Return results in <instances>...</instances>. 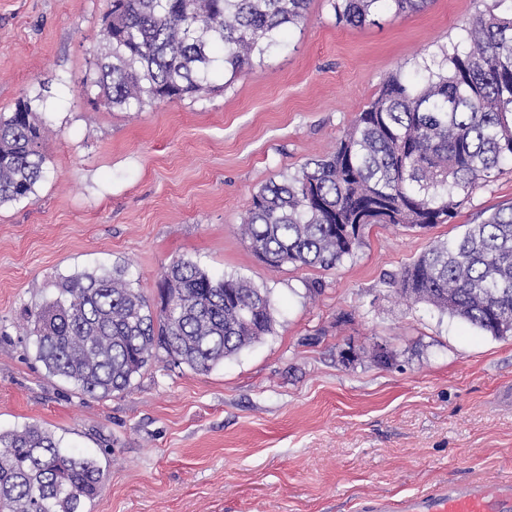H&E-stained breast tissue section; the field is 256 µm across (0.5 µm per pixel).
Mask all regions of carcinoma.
<instances>
[{
    "label": "carcinoma",
    "mask_w": 512,
    "mask_h": 512,
    "mask_svg": "<svg viewBox=\"0 0 512 512\" xmlns=\"http://www.w3.org/2000/svg\"><path fill=\"white\" fill-rule=\"evenodd\" d=\"M310 0H112L105 51L86 78L92 102L140 108L193 97L222 73L236 77L307 20ZM473 18L470 46L441 52L416 80L395 72L329 155L253 196L242 231L270 268H332L363 244L372 224H446L467 197L512 163V9ZM339 23L364 25L381 9L416 13L428 0H328ZM41 95L0 113V204L21 202L44 174ZM401 295L495 337L512 336V205L431 246L404 268ZM154 310L125 270L83 272L25 309L36 358L51 376L103 398L128 389L164 353L206 372L274 333L270 292L241 277L215 279L188 259L159 282ZM253 314L246 316L243 309ZM105 481L44 427L0 432V512H84Z\"/></svg>",
    "instance_id": "1"
}]
</instances>
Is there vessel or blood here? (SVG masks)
I'll use <instances>...</instances> for the list:
<instances>
[{
    "mask_svg": "<svg viewBox=\"0 0 512 512\" xmlns=\"http://www.w3.org/2000/svg\"><path fill=\"white\" fill-rule=\"evenodd\" d=\"M512 504V481H480L439 486L396 502L367 503V512H505Z\"/></svg>",
    "mask_w": 512,
    "mask_h": 512,
    "instance_id": "obj_1",
    "label": "vessel or blood"
}]
</instances>
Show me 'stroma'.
Masks as SVG:
<instances>
[{"label": "stroma", "instance_id": "stroma-1", "mask_svg": "<svg viewBox=\"0 0 512 512\" xmlns=\"http://www.w3.org/2000/svg\"><path fill=\"white\" fill-rule=\"evenodd\" d=\"M493 0L337 23L327 0L283 47L213 91L139 109L83 92L111 0H0V112L42 94L45 176L0 206V431L38 423L106 474L86 512H357L442 482L512 480V337L395 282L434 242L512 204V164L425 231L376 224L336 267L269 269L240 224L264 184L322 157L399 71ZM267 289L272 335L201 373L151 361L106 398L47 374L21 317L59 277L127 270L158 300L173 261ZM385 347L388 364L372 352Z\"/></svg>", "mask_w": 512, "mask_h": 512}]
</instances>
